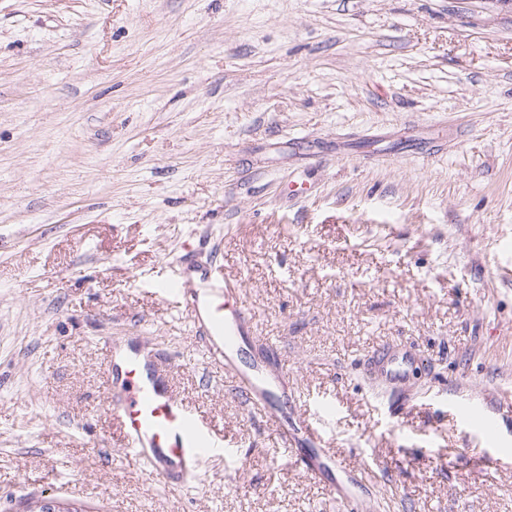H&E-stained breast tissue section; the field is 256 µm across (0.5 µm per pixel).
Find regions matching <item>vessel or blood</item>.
I'll use <instances>...</instances> for the list:
<instances>
[{
    "instance_id": "vessel-or-blood-1",
    "label": "vessel or blood",
    "mask_w": 512,
    "mask_h": 512,
    "mask_svg": "<svg viewBox=\"0 0 512 512\" xmlns=\"http://www.w3.org/2000/svg\"><path fill=\"white\" fill-rule=\"evenodd\" d=\"M198 275V281H191L188 267L176 263L158 290L184 307L208 359L223 366L245 406L275 427L289 463L323 482L343 512H360L362 501L353 484L337 477L345 466L328 448L322 428L307 411L283 408L280 348L270 339H257L239 281L225 277L219 267L200 269ZM415 360L411 348L392 344L377 354L371 371L378 385L396 397L407 385ZM172 373L171 364L140 337L110 341L105 409L131 462L166 485L184 486L203 464L223 459L225 448L223 437L180 399Z\"/></svg>"
}]
</instances>
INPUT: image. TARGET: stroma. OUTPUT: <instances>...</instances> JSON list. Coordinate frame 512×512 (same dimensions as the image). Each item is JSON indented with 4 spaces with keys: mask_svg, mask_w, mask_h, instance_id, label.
Wrapping results in <instances>:
<instances>
[{
    "mask_svg": "<svg viewBox=\"0 0 512 512\" xmlns=\"http://www.w3.org/2000/svg\"><path fill=\"white\" fill-rule=\"evenodd\" d=\"M183 255L242 280L367 512H512V0H0V512H335L157 294ZM119 336L230 449L187 488L116 445ZM415 360L416 356L411 348L402 344H392L377 354L371 371L378 386L399 400L402 389L408 383Z\"/></svg>",
    "mask_w": 512,
    "mask_h": 512,
    "instance_id": "stroma-1",
    "label": "stroma"
}]
</instances>
